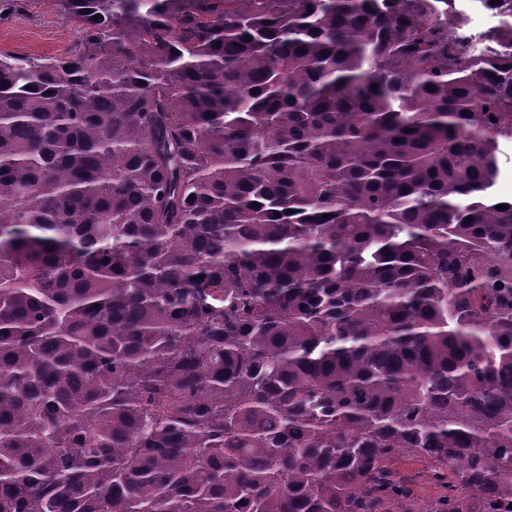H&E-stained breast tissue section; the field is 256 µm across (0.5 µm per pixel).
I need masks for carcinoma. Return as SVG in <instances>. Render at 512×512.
<instances>
[{
  "label": "carcinoma",
  "instance_id": "obj_1",
  "mask_svg": "<svg viewBox=\"0 0 512 512\" xmlns=\"http://www.w3.org/2000/svg\"><path fill=\"white\" fill-rule=\"evenodd\" d=\"M59 2L78 50L0 55V512H512V0L478 54L434 0ZM498 158L502 174L494 192L498 198L508 199L512 197V140H500Z\"/></svg>",
  "mask_w": 512,
  "mask_h": 512
}]
</instances>
